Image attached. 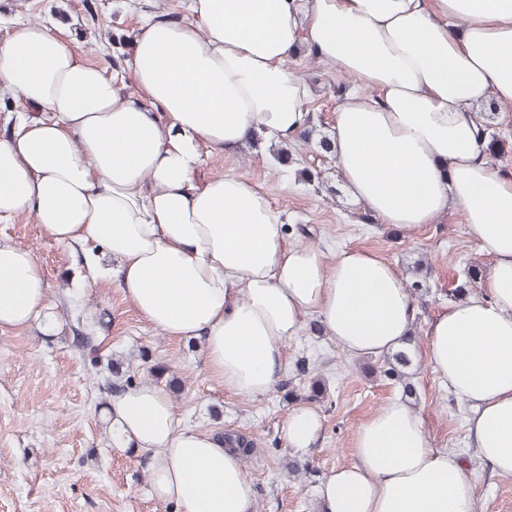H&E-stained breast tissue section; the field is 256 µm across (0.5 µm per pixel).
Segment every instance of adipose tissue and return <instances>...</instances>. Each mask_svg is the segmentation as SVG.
<instances>
[{
    "mask_svg": "<svg viewBox=\"0 0 512 512\" xmlns=\"http://www.w3.org/2000/svg\"><path fill=\"white\" fill-rule=\"evenodd\" d=\"M197 26L146 21L127 67L142 101L77 61L47 26L0 44V93L48 112L0 140V216L34 211L57 243L100 245L140 316L173 339L203 338L225 390L261 397L282 348L317 317L355 357L404 342L416 310L399 272L363 250L327 258L291 246L267 196L224 175L195 188L198 147L259 134L292 142L311 91L288 70L306 43L359 83L338 106L331 151L351 197L380 223L432 224L460 208L493 262L485 293L434 319L429 362L472 414L481 460L512 475V177L484 160L477 107L512 102V0H190ZM376 89L364 97L360 86ZM164 112L160 125L155 112ZM32 254L0 240V330L43 315ZM112 433L156 457L153 496L178 512H255L245 467L214 435L182 424L165 390L114 397ZM319 412L288 417L289 447H314ZM355 460L319 488L320 512H475L474 485L431 447L419 414L385 404L358 429Z\"/></svg>",
    "mask_w": 512,
    "mask_h": 512,
    "instance_id": "obj_1",
    "label": "adipose tissue"
}]
</instances>
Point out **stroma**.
Wrapping results in <instances>:
<instances>
[{"mask_svg": "<svg viewBox=\"0 0 512 512\" xmlns=\"http://www.w3.org/2000/svg\"><path fill=\"white\" fill-rule=\"evenodd\" d=\"M189 0H0V43L21 21L48 25L78 61L99 68L122 96H138L126 66L144 20L193 24ZM288 67L312 88L309 108L330 134L336 106L355 82L321 66L307 47H299ZM499 129L495 152L485 160L512 176V104H481ZM194 186L233 174L252 180L269 196L283 218L292 244L370 252L394 265L406 282H418L413 295L416 339L409 404L422 418L431 447L455 453L475 485V512H512V477H502L482 462L466 429L468 411L429 364L427 333L432 320L454 303L451 290L464 267L489 270L492 259L463 222L449 210L436 223L406 228L363 220L364 209L349 196L332 154L318 137L296 140L289 166H281L264 143L243 144L230 152L203 145ZM35 258L47 291L48 315L16 331L0 332V512H176L153 497L149 465L139 453L112 436L110 402L98 377L75 345L91 337L100 359L127 357L136 383L148 382L154 363L172 367L182 381L173 396L185 423L207 433L248 429L259 442L246 466L256 489V512H316L317 490L331 470L354 460L359 427L401 387L367 373L363 359L348 355L308 318L300 336L283 346L287 375L308 362L322 375L328 396L320 405L323 433L315 447H288L284 429L293 402L283 392L254 398L225 391L209 374L201 339L175 340L148 324L124 297L115 277L101 276L111 266L86 260L81 244L63 246L38 224L33 212L0 216V240ZM428 268L416 277L418 265ZM146 349L148 360L137 356ZM307 465L289 476V460Z\"/></svg>", "mask_w": 512, "mask_h": 512, "instance_id": "stroma-1", "label": "stroma"}]
</instances>
